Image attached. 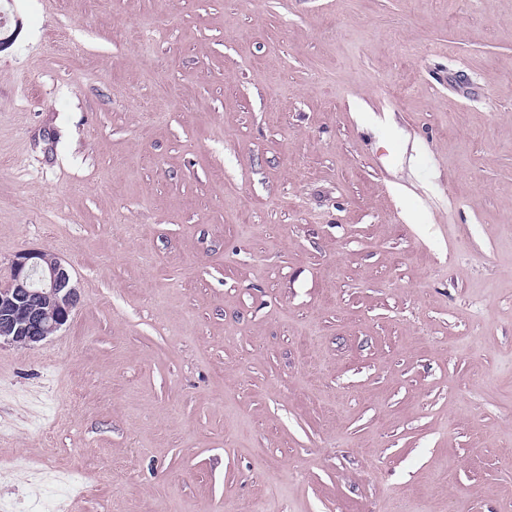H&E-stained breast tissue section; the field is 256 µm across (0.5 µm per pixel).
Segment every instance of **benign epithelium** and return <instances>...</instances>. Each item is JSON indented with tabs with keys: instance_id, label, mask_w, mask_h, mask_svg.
I'll return each instance as SVG.
<instances>
[{
	"instance_id": "obj_1",
	"label": "benign epithelium",
	"mask_w": 512,
	"mask_h": 512,
	"mask_svg": "<svg viewBox=\"0 0 512 512\" xmlns=\"http://www.w3.org/2000/svg\"><path fill=\"white\" fill-rule=\"evenodd\" d=\"M80 295L69 270L41 249L16 254L0 285V345L32 346L66 326Z\"/></svg>"
}]
</instances>
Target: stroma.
I'll list each match as a JSON object with an SVG mask.
<instances>
[{
	"instance_id": "stroma-1",
	"label": "stroma",
	"mask_w": 512,
	"mask_h": 512,
	"mask_svg": "<svg viewBox=\"0 0 512 512\" xmlns=\"http://www.w3.org/2000/svg\"><path fill=\"white\" fill-rule=\"evenodd\" d=\"M3 9L0 512H512V0ZM79 301L60 260L41 249L19 252L9 280L0 285V345L32 346L55 335L70 322Z\"/></svg>"
}]
</instances>
